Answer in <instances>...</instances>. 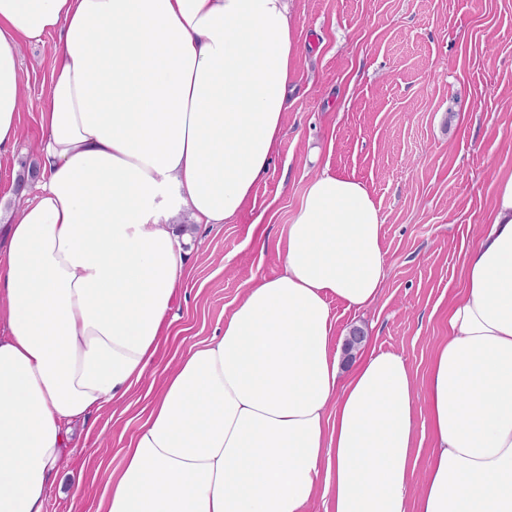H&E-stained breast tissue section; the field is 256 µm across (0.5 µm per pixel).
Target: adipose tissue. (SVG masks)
<instances>
[{"mask_svg":"<svg viewBox=\"0 0 512 512\" xmlns=\"http://www.w3.org/2000/svg\"><path fill=\"white\" fill-rule=\"evenodd\" d=\"M55 36L42 176L0 225V512H44L70 422L146 374L184 273L172 220L225 224L284 134L292 0H0V161L24 41ZM365 187L326 171L220 336L184 352L107 479L102 512H512V170L498 172L427 383L413 479L410 372L341 369L329 302L387 275Z\"/></svg>","mask_w":512,"mask_h":512,"instance_id":"obj_1","label":"adipose tissue"}]
</instances>
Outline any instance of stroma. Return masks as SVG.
Listing matches in <instances>:
<instances>
[{
  "label": "stroma",
  "mask_w": 512,
  "mask_h": 512,
  "mask_svg": "<svg viewBox=\"0 0 512 512\" xmlns=\"http://www.w3.org/2000/svg\"><path fill=\"white\" fill-rule=\"evenodd\" d=\"M300 50L285 134L249 202L227 224H198L180 244L185 270L169 334L146 377L74 424L45 512H97L163 376L224 330L253 278L283 270L287 227L323 170L364 185L383 219L388 274L363 310L331 301L337 332L406 360L416 406L415 478L435 440L426 384L448 309L464 288L498 171L512 169V0H293ZM54 37L20 52L19 140L0 164V203L38 160L39 112Z\"/></svg>",
  "instance_id": "1"
}]
</instances>
